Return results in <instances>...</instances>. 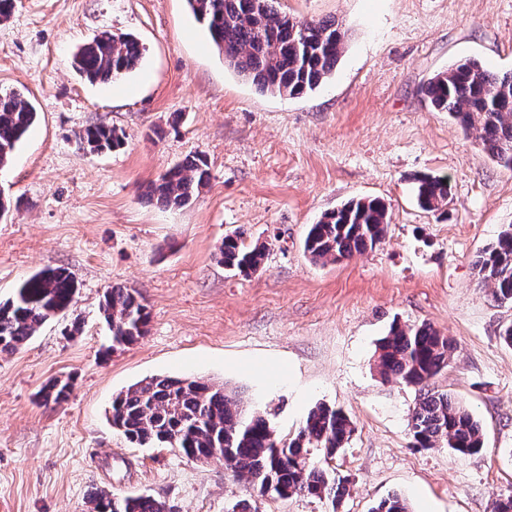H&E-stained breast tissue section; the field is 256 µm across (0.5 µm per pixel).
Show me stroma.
<instances>
[{
	"label": "stroma",
	"mask_w": 512,
	"mask_h": 512,
	"mask_svg": "<svg viewBox=\"0 0 512 512\" xmlns=\"http://www.w3.org/2000/svg\"><path fill=\"white\" fill-rule=\"evenodd\" d=\"M331 19L344 52L319 89L259 92L224 61L186 0H15L0 20V91L37 111L0 168V301L47 267L77 282L73 304L17 351L0 353V512H90L89 494H146L175 512H370L397 494L411 512H490L512 490V305L482 287L476 257L512 225V169L499 166L421 88L464 58L512 72V0H280ZM137 36L133 72L91 83L73 68L102 31ZM106 124L116 150L78 135ZM209 181L164 209L142 187L186 156ZM447 177L451 202L426 212L416 178ZM378 198L390 223L374 249L326 264L304 240L322 214ZM268 243L248 277L220 264L224 236ZM120 284L150 312L145 336L113 347L100 313ZM428 324L457 351L434 380L479 420L474 455L415 447L416 387L384 380L376 347L393 323ZM200 378L242 396L279 442L311 409L343 410L355 431L330 465L338 500L260 495L222 461L132 444L112 428V396L153 376ZM73 384L42 403L51 379ZM80 144L91 151H102L120 148L124 144V136L116 128L104 125H91L79 136Z\"/></svg>",
	"instance_id": "35a3bbf8"
}]
</instances>
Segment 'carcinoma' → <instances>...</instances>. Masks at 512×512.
I'll return each mask as SVG.
<instances>
[{"label":"carcinoma","mask_w":512,"mask_h":512,"mask_svg":"<svg viewBox=\"0 0 512 512\" xmlns=\"http://www.w3.org/2000/svg\"><path fill=\"white\" fill-rule=\"evenodd\" d=\"M195 19L204 24L224 60L257 89L296 97L320 87L333 73L344 48L339 24L327 19L286 20L279 0H186ZM146 48L132 34L104 31L84 44L73 65L84 79L107 83L134 71ZM429 105L446 112L476 138L499 165L512 169V73L500 75L475 58H468L431 78L421 89ZM36 119L27 97L0 93V168L10 161L18 143ZM91 151L124 144L116 128L91 125L79 136ZM209 178L207 163L188 155L157 179L143 196L163 207L189 203ZM449 183L440 176L416 180V196L426 211L448 205ZM389 217L378 199L350 200L324 213L310 225L304 248L310 259L336 262L373 249L385 237ZM267 246L248 245L242 234L227 235L217 257L224 268L250 276L264 264ZM475 267L495 301L512 304V225L495 245L480 255ZM77 291L66 270L47 268L25 279L13 299L0 303V352H13L27 343L51 318L65 311ZM112 333V346L130 345L146 334L149 312L126 288L107 289L101 305ZM455 342L430 326L399 325L378 346V368L386 380L419 387L411 413L417 446L442 443L470 455L484 447L480 423L446 392L429 389L448 366ZM71 392L67 382L54 380L42 391L46 403L60 404ZM112 427L140 446L176 448L185 456L204 460L212 452L234 476L260 494L286 498L307 492L341 497L345 488L326 466L354 431L341 410L321 405L311 410L297 435L282 445L267 418L250 412L243 400L222 386L183 377L155 376L137 382L112 400ZM93 512H170L166 502L147 495H90ZM371 512H410L407 502L392 495Z\"/></svg>","instance_id":"1"}]
</instances>
